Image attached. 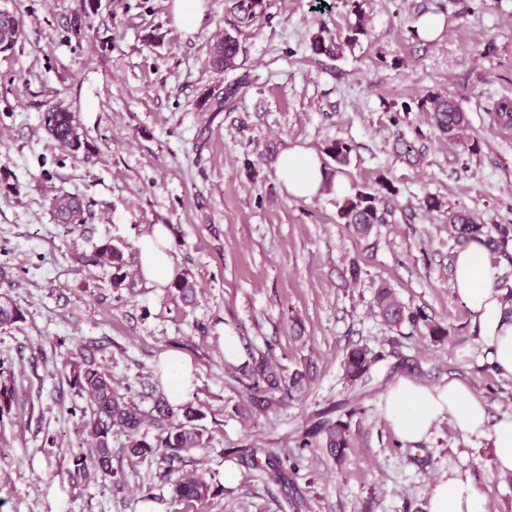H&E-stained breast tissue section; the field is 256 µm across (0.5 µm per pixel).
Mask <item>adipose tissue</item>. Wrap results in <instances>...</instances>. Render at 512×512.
<instances>
[{"mask_svg": "<svg viewBox=\"0 0 512 512\" xmlns=\"http://www.w3.org/2000/svg\"><path fill=\"white\" fill-rule=\"evenodd\" d=\"M275 169L282 189L295 198H313L328 184L337 198L351 192L343 174L327 178L318 152L302 144L288 146L278 156ZM169 237L167 226L158 224L136 244L137 269L147 286H167L178 275L168 254ZM497 277L494 256L482 242H469L456 253L452 288L472 315L478 360L498 378L512 380V305L497 288ZM155 369L172 402L183 401L193 391L196 369L188 356L168 352ZM383 412L394 434L405 444L427 439L443 420L463 437H489L497 470L512 473V413L489 418L484 401L463 382L428 386L400 378L385 394ZM426 512H488L487 499L474 488L467 472L452 466L432 488Z\"/></svg>", "mask_w": 512, "mask_h": 512, "instance_id": "adipose-tissue-1", "label": "adipose tissue"}]
</instances>
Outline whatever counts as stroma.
I'll return each instance as SVG.
<instances>
[{
  "instance_id": "35a3bbf8",
  "label": "stroma",
  "mask_w": 512,
  "mask_h": 512,
  "mask_svg": "<svg viewBox=\"0 0 512 512\" xmlns=\"http://www.w3.org/2000/svg\"><path fill=\"white\" fill-rule=\"evenodd\" d=\"M360 2L366 35L331 58L313 53L311 39L323 26L345 30L351 0H265L250 26L227 0H205L191 33L174 25L172 0H0L22 30L14 50L0 53V268L8 272L0 295L24 314L0 327V363L21 373L17 401L0 416V512H55L60 502L64 512H138L148 495L164 512H426L452 465L469 472L488 512H512V476L496 470L488 438H463L444 420L428 440L404 444L382 412L402 377L460 380L490 418L512 412V381L476 362L470 314L452 288L459 246L448 232L452 210L512 224V126L491 117L512 99V0ZM83 14L92 26L79 31ZM427 14L444 22L432 40L413 32ZM227 32L241 43L236 73L248 86L234 108L207 112L206 94L223 93L228 81L210 57ZM434 93L459 103L473 148L444 138L416 110L393 122L395 105ZM58 104L77 115L78 151L60 150L42 126ZM401 137L414 141L418 161L396 152ZM336 140L352 147L343 170L351 185L372 188L383 175L398 189L388 223L366 239L340 222L333 191L294 198L277 180L283 149L322 152ZM61 190L83 198L86 224L56 223L50 201ZM429 195L442 210H426ZM157 224L168 226L169 254L196 284L192 304L139 278L113 288L109 265L80 260L107 242L135 254ZM383 286L428 322L387 325L373 302ZM432 321L447 327L443 343L431 341ZM226 334L285 371H309L311 381L254 408L224 359ZM355 345L382 359L372 381L352 389L342 359ZM172 350L197 369L186 402L204 442L180 470L202 474L219 494L194 506L175 500L154 459L128 457L117 431L122 488L70 481V455L89 443L73 415L86 403L65 364L94 360L147 410L164 395L155 364ZM343 401L354 412L338 466L298 440ZM254 446L296 464L288 487L241 457ZM228 465L239 472L232 485Z\"/></svg>"
}]
</instances>
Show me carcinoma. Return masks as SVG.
<instances>
[{"label": "carcinoma", "mask_w": 512, "mask_h": 512, "mask_svg": "<svg viewBox=\"0 0 512 512\" xmlns=\"http://www.w3.org/2000/svg\"><path fill=\"white\" fill-rule=\"evenodd\" d=\"M231 10L242 20H251L264 10V0H234ZM352 12L355 20L346 32L330 35L326 28H321L312 38L311 49L316 54L335 57L343 48L355 44L359 36L365 34L366 20L360 7L359 0H353ZM16 44V31L10 25L8 18L0 19V46L9 51ZM240 43L231 33L217 42L213 48V64L217 70L232 71L238 67ZM246 82L242 77L229 81L224 87V96L211 103H204L206 110L221 112L226 107L234 105L242 94ZM421 112L430 115L435 127L449 139L458 143L468 144V121L464 112L456 102L448 97L429 95L419 100L414 106ZM410 103H401V111H412ZM494 120L501 126L512 125V100L502 99L496 108ZM42 124L56 145L63 151H77L84 143L82 134L76 126L75 117L69 110L62 108L49 110L43 114ZM326 153L336 166L349 163L351 146L341 140L332 142L326 147ZM395 194V186L386 178L378 181V186L370 191L352 188V194L340 200L338 217L341 223L351 224L356 231L368 236L373 225L387 223L391 210L382 206L386 196ZM51 209L56 221L60 224L81 225L86 223V209L81 198L68 191H59L53 196ZM448 224L457 242L465 246L474 239L483 240L486 247L495 255L512 262V224H484L478 217L464 211L448 213ZM85 264L104 263L112 267L113 287L130 288L127 267L128 259L124 251L110 243L99 246L91 255L79 257ZM375 302L380 314L386 322L393 326L404 323L415 325L425 322L428 317L420 310H412L403 306L391 289L382 287L378 290ZM23 319L21 308L8 300L0 305V326H10ZM381 355L366 347L349 349L343 360V372L347 381L354 385L364 384L371 379L376 364ZM64 371L70 385L88 403L90 412H82L79 423L80 432L91 441V448L71 457V468L68 470L70 480L89 482L93 479H103L121 486L122 471L113 467L112 430L121 431L127 441L126 452L130 457L146 458L157 454L159 448H175L179 451L190 452L203 447L200 431L193 426L196 417L195 410L186 406L183 408L184 421L173 423V410L162 399L156 400L151 411H143L138 404L124 395L118 394L112 386V377L99 369L94 362L85 358L70 360L64 366ZM238 380L243 382L256 395L252 403L260 408L266 398L261 393L270 390H284L288 395L300 394L306 387L307 372L295 370L285 376L274 367L264 356L236 368ZM17 398V385L14 373L3 370L0 361V415L11 410ZM159 427L160 432L153 438L146 432L147 422ZM351 445V433L348 422L329 418L319 420L299 442L300 448H321L338 465L342 464ZM243 456L250 458L253 465L260 468L268 481L281 487L288 486L289 472L283 467V462L271 455L264 448H243ZM180 460L176 454L164 455L160 462L164 468L159 476L170 482L175 499L186 503H204L210 497L217 495L218 490L207 482L201 475L182 473L175 475L177 469L174 462Z\"/></svg>", "instance_id": "obj_1"}]
</instances>
